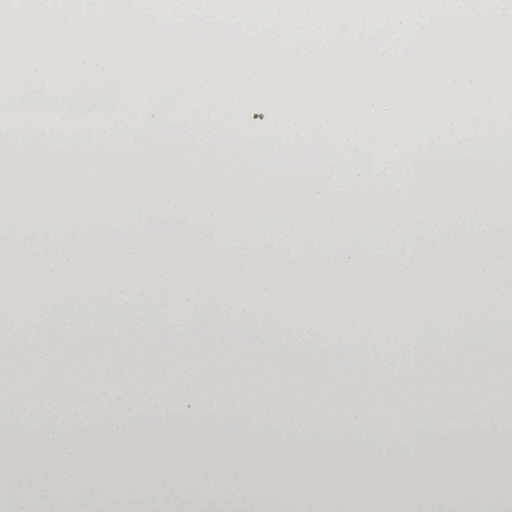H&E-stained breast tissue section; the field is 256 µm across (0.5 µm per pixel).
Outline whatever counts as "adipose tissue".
Segmentation results:
<instances>
[{"label": "adipose tissue", "instance_id": "adipose-tissue-1", "mask_svg": "<svg viewBox=\"0 0 512 512\" xmlns=\"http://www.w3.org/2000/svg\"><path fill=\"white\" fill-rule=\"evenodd\" d=\"M0 9L14 16L0 30V202L28 206V249L0 263L39 271L0 282L1 504L28 494L23 464L49 499L92 490L104 508L178 486L209 512L271 496L296 512H414L462 486L485 499L490 468L512 494V421H475L512 406V289L488 261L512 256V0ZM146 22L143 52L171 64L131 84L120 47ZM201 25L210 40L186 48ZM430 43L444 69L416 71L438 105L423 112L398 74ZM200 55L216 64L206 89ZM344 67L395 75L393 97L336 88ZM102 97L121 112L90 124L65 108ZM129 195L130 223L113 221ZM56 221L95 227L101 269L73 264L82 238ZM131 238L153 251L149 287L106 272ZM307 354L325 374L315 395Z\"/></svg>", "mask_w": 512, "mask_h": 512}]
</instances>
